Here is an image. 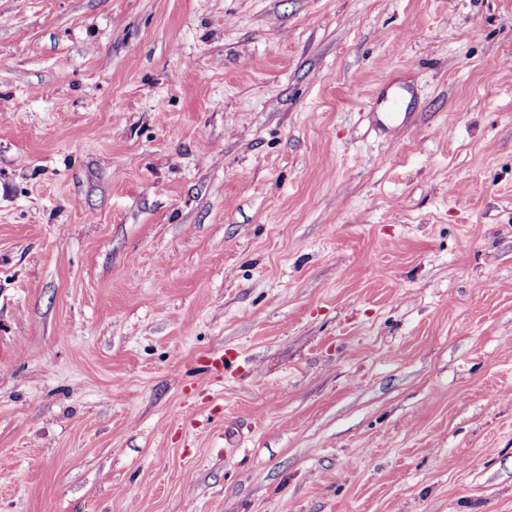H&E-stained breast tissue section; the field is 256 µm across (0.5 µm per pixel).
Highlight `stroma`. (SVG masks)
I'll list each match as a JSON object with an SVG mask.
<instances>
[{"instance_id":"obj_1","label":"stroma","mask_w":512,"mask_h":512,"mask_svg":"<svg viewBox=\"0 0 512 512\" xmlns=\"http://www.w3.org/2000/svg\"><path fill=\"white\" fill-rule=\"evenodd\" d=\"M0 512H512V0H0Z\"/></svg>"}]
</instances>
